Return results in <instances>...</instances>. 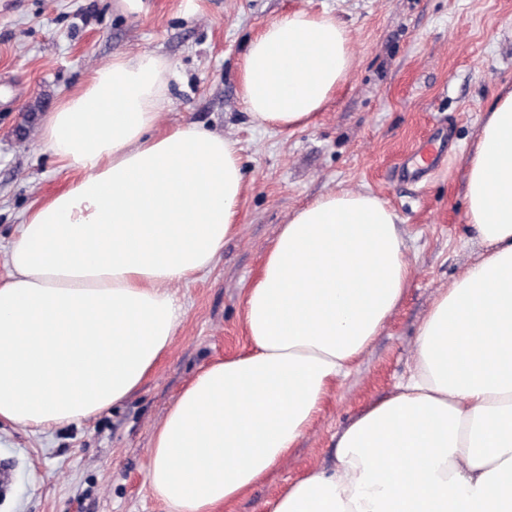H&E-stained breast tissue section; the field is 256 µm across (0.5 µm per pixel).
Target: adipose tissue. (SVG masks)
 Listing matches in <instances>:
<instances>
[{
    "mask_svg": "<svg viewBox=\"0 0 512 512\" xmlns=\"http://www.w3.org/2000/svg\"><path fill=\"white\" fill-rule=\"evenodd\" d=\"M353 64L336 18L295 10L249 40L239 95L258 124L293 130ZM174 74L162 55L117 53L45 116L44 144L78 176L9 242L0 419L50 428L125 400L171 348L175 286L235 234L241 148L188 123L159 131ZM466 199L485 253L421 321L409 377L267 512H512V90L484 117ZM399 222L364 190L291 214L245 290L248 350L206 366L155 430L147 481L171 512H220L287 461L403 297Z\"/></svg>",
    "mask_w": 512,
    "mask_h": 512,
    "instance_id": "obj_1",
    "label": "adipose tissue"
}]
</instances>
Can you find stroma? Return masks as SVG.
<instances>
[{"label":"stroma","instance_id":"35a3bbf8","mask_svg":"<svg viewBox=\"0 0 512 512\" xmlns=\"http://www.w3.org/2000/svg\"><path fill=\"white\" fill-rule=\"evenodd\" d=\"M296 9L328 13L350 32L347 80L307 127L254 122L237 82L245 46ZM157 52L175 65L162 127L194 123L238 140L246 172L238 231L210 271L175 288L185 314L169 353L123 403L36 430L0 422V512H167L147 482L154 430L193 377L242 353L244 292L293 211L330 191H369L400 216L413 258L402 300L330 394L287 463L224 512H262L287 482L329 465L335 434L391 394L414 366L417 330L435 297L482 253L465 218L466 158L483 117L512 90V0H0V279L8 242L30 209L70 183L32 134L113 54Z\"/></svg>","mask_w":512,"mask_h":512}]
</instances>
